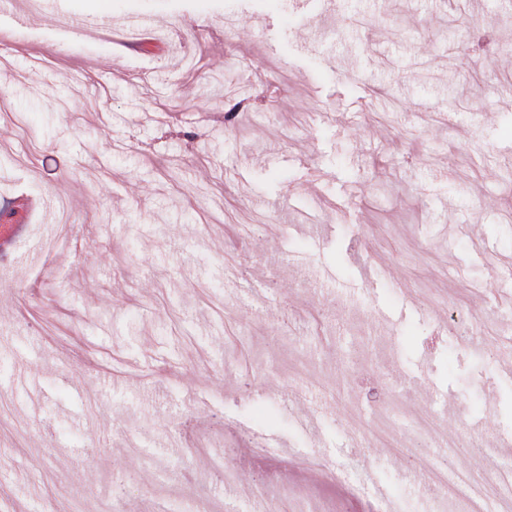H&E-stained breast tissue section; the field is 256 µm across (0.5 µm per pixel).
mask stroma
<instances>
[{"mask_svg":"<svg viewBox=\"0 0 512 512\" xmlns=\"http://www.w3.org/2000/svg\"><path fill=\"white\" fill-rule=\"evenodd\" d=\"M497 5L0 0V512H466L418 467L512 458Z\"/></svg>","mask_w":512,"mask_h":512,"instance_id":"1","label":"stroma"}]
</instances>
